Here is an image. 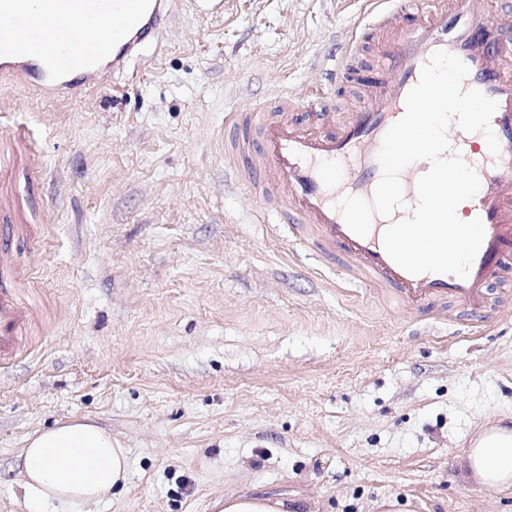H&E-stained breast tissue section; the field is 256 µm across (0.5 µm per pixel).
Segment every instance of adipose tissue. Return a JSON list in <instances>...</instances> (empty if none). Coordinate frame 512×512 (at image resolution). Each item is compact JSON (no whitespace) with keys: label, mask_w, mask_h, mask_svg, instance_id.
Segmentation results:
<instances>
[{"label":"adipose tissue","mask_w":512,"mask_h":512,"mask_svg":"<svg viewBox=\"0 0 512 512\" xmlns=\"http://www.w3.org/2000/svg\"><path fill=\"white\" fill-rule=\"evenodd\" d=\"M466 468L481 487L512 488V426L480 429L465 450ZM129 459L110 433L84 419L35 432L23 454L25 501L31 512L100 503L125 484Z\"/></svg>","instance_id":"adipose-tissue-1"}]
</instances>
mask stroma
<instances>
[{
	"mask_svg": "<svg viewBox=\"0 0 512 512\" xmlns=\"http://www.w3.org/2000/svg\"><path fill=\"white\" fill-rule=\"evenodd\" d=\"M369 0H174L131 80L58 103L0 86L43 161L6 183L38 215L11 250L43 312L0 364V512H27L29 437L73 418L111 432L127 482L80 512H512L475 484L469 438L512 419V314L486 328L377 303L296 251L224 161L228 113L288 92L358 100ZM359 33L349 72L333 58ZM222 503V500L216 502L221 507L220 512H283L282 502L265 497H231L224 500L223 506Z\"/></svg>",
	"mask_w": 512,
	"mask_h": 512,
	"instance_id": "35a3bbf8",
	"label": "stroma"
}]
</instances>
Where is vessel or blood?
I'll return each instance as SVG.
<instances>
[{
  "mask_svg": "<svg viewBox=\"0 0 512 512\" xmlns=\"http://www.w3.org/2000/svg\"><path fill=\"white\" fill-rule=\"evenodd\" d=\"M376 68L382 81L369 86L363 105L337 113L327 92L305 104L328 121L306 131L292 121L294 103L279 97L274 115L262 110L231 113L233 134L224 156L242 160V182L259 199L264 220L287 225L296 243L320 257H343L345 278L370 287L378 300L422 316L447 317L449 306L480 325L496 320L489 297L512 256V0H434L419 11L413 0L391 7L376 0ZM172 0H0V83L38 99L59 101L91 93L163 30ZM91 28L93 39L71 40L72 30ZM445 49L469 68L464 88H475L498 103L491 127L500 143L492 154L482 134L451 127L448 136L480 180L465 219H481L483 244L467 278L410 274L397 266L382 244L385 218L374 217L367 236L355 235L336 205L348 195L371 199L381 177L377 155L388 128L405 112L407 93L431 54ZM429 164L418 161L401 174L403 195L415 199ZM27 223L15 202L0 196V363L15 358L34 320V306L21 293L25 276L8 252Z\"/></svg>",
  "mask_w": 512,
  "mask_h": 512,
  "instance_id": "1",
  "label": "vessel or blood"
}]
</instances>
